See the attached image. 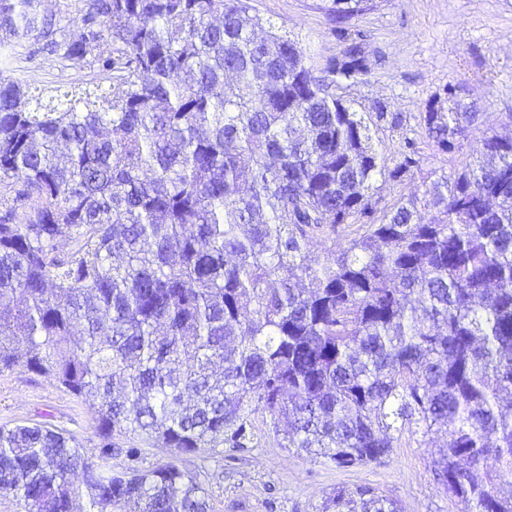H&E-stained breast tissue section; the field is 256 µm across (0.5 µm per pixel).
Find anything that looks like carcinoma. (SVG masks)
I'll return each instance as SVG.
<instances>
[{"instance_id":"1","label":"carcinoma","mask_w":512,"mask_h":512,"mask_svg":"<svg viewBox=\"0 0 512 512\" xmlns=\"http://www.w3.org/2000/svg\"><path fill=\"white\" fill-rule=\"evenodd\" d=\"M35 2L0 0V46L87 60L112 93L61 102L0 78V373L53 380L99 443L90 463L72 432L1 426L0 495L21 512H213L197 472L143 467L112 435L241 446L261 411L281 447L342 468L442 432L433 474L461 512H512V138L381 208L416 142L388 167L371 129L402 117L336 94L368 73L351 21L374 0H320L341 45L320 76L251 0H83L73 39ZM451 88L421 116L442 153L478 119ZM343 224L355 236L312 262ZM320 512L400 508L342 486Z\"/></svg>"}]
</instances>
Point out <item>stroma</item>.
I'll use <instances>...</instances> for the list:
<instances>
[{
	"label": "stroma",
	"instance_id": "1",
	"mask_svg": "<svg viewBox=\"0 0 512 512\" xmlns=\"http://www.w3.org/2000/svg\"><path fill=\"white\" fill-rule=\"evenodd\" d=\"M318 0H253L257 12L298 40L305 64L320 73L340 45L329 31ZM354 27L366 37L369 73L344 96L353 109L370 111L382 102L402 115L398 128L384 127L373 143L387 164H394L405 139L419 147L421 169L380 192L383 203L422 193L430 172L455 175L473 164V147L484 134L512 135V0H376ZM0 77L37 89L68 90L101 82L87 61L31 54L28 45L0 49ZM456 84L462 102L479 117L455 152L444 154L429 143L420 116L433 95ZM48 423L78 435L86 457L95 458L98 438L87 408L50 379L24 367L0 374V425ZM254 439L244 447L225 444L198 453L171 455L142 444L144 465L174 461L183 469L202 470L213 512H318L336 487L369 485L397 500L402 512H458L435 483L431 450L403 436L383 462L339 468L332 462L281 448L256 414Z\"/></svg>",
	"mask_w": 512,
	"mask_h": 512
}]
</instances>
